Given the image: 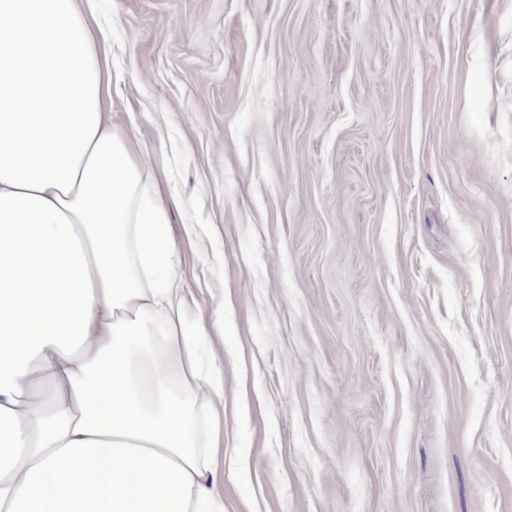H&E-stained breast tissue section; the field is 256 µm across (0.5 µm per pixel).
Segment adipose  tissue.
<instances>
[{"label": "adipose tissue", "instance_id": "1", "mask_svg": "<svg viewBox=\"0 0 512 512\" xmlns=\"http://www.w3.org/2000/svg\"><path fill=\"white\" fill-rule=\"evenodd\" d=\"M89 0H0V512H224V356L186 328Z\"/></svg>", "mask_w": 512, "mask_h": 512}]
</instances>
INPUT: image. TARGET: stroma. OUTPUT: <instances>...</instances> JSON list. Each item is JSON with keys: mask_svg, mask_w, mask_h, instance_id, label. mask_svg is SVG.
<instances>
[{"mask_svg": "<svg viewBox=\"0 0 512 512\" xmlns=\"http://www.w3.org/2000/svg\"><path fill=\"white\" fill-rule=\"evenodd\" d=\"M224 312V512H512V0H94Z\"/></svg>", "mask_w": 512, "mask_h": 512, "instance_id": "35a3bbf8", "label": "stroma"}]
</instances>
